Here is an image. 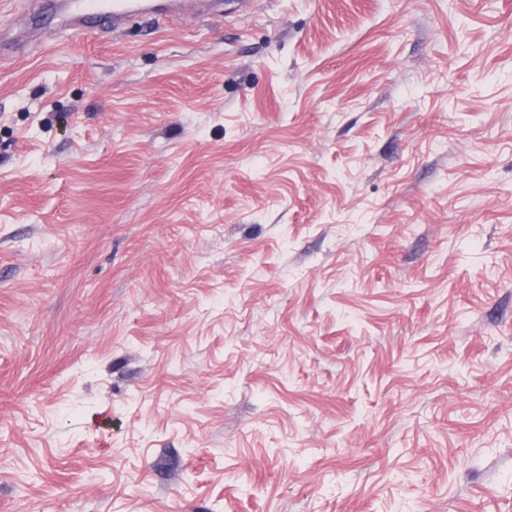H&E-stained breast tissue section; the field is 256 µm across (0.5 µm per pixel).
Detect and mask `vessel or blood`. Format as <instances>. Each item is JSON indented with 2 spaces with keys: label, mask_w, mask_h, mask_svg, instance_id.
<instances>
[{
  "label": "vessel or blood",
  "mask_w": 512,
  "mask_h": 512,
  "mask_svg": "<svg viewBox=\"0 0 512 512\" xmlns=\"http://www.w3.org/2000/svg\"><path fill=\"white\" fill-rule=\"evenodd\" d=\"M198 0H69L71 22L76 33H88L102 27L119 26L126 13L147 15L178 13L196 5Z\"/></svg>",
  "instance_id": "b4317fda"
}]
</instances>
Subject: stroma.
<instances>
[{"mask_svg":"<svg viewBox=\"0 0 512 512\" xmlns=\"http://www.w3.org/2000/svg\"><path fill=\"white\" fill-rule=\"evenodd\" d=\"M0 512H512V0H0ZM199 0H70L71 22L76 34L109 27L116 28L130 11L147 15L179 13Z\"/></svg>","mask_w":512,"mask_h":512,"instance_id":"stroma-1","label":"stroma"}]
</instances>
